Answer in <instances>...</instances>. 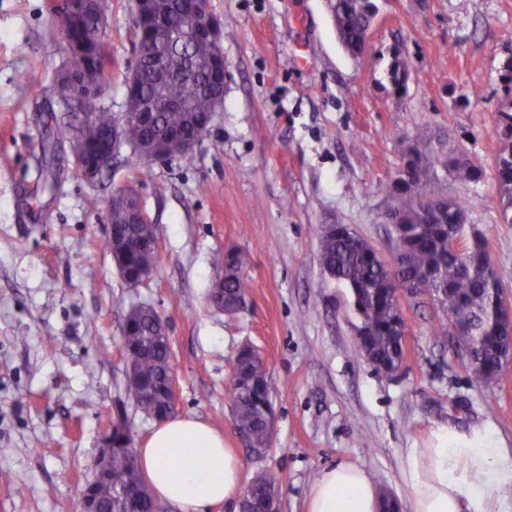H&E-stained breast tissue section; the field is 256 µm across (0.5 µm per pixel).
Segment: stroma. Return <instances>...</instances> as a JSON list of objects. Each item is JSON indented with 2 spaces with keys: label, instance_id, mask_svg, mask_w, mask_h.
<instances>
[{
  "label": "stroma",
  "instance_id": "1",
  "mask_svg": "<svg viewBox=\"0 0 512 512\" xmlns=\"http://www.w3.org/2000/svg\"><path fill=\"white\" fill-rule=\"evenodd\" d=\"M53 0H0V512H79L90 461L125 407L135 444L154 420L126 406L129 306L165 320L176 411L221 431L246 477L280 482L279 512H305L314 480L342 461L408 499L406 449L432 430L490 429L512 448V362L484 384L426 295L402 296L403 361L364 357L349 291L318 258V231L346 224L385 260L388 213L420 134L459 144L482 174L441 176L433 196L461 199L494 266L512 274V224L495 176L496 115L512 105V0H376L367 50L341 45L329 0H210L224 24V103L193 163L142 171L122 149L85 182L52 92L65 45ZM132 0H112L101 103L123 110L136 60ZM408 63L395 88L396 58ZM479 97H471V90ZM54 188H46L45 180ZM134 187L156 229L158 265L129 287L105 244L113 192ZM245 252L247 311L209 299L216 255ZM262 356L273 389L269 448L251 453L230 422L228 388L242 346Z\"/></svg>",
  "mask_w": 512,
  "mask_h": 512
}]
</instances>
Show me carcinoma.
<instances>
[{"label":"carcinoma","instance_id":"1","mask_svg":"<svg viewBox=\"0 0 512 512\" xmlns=\"http://www.w3.org/2000/svg\"><path fill=\"white\" fill-rule=\"evenodd\" d=\"M332 12L340 42L353 56L365 48L368 29L376 13L373 0H333ZM112 10V0H92L84 34L96 38L105 33V23ZM144 38L156 42L157 52L167 55L170 66L156 71L150 65L141 68L136 84L127 88L125 108L134 113L142 103L152 99L185 100L191 98L190 111L157 112L150 122L131 125L127 145L135 162L144 171L150 160L141 149L146 144H168L175 136L192 129L189 116L204 117L214 110L211 94L200 89L188 96L189 86L183 73L203 64L212 54L203 41L178 45L144 27ZM119 114L100 107L83 127L70 132L58 129L60 135H71L72 150L98 157L96 148L112 136ZM500 146L495 159L503 220L512 224V107L497 112ZM420 160L407 167L394 208L404 232L403 253L393 262H384L373 246L356 235H343L330 224L318 234L319 259L323 271L349 290L353 309L359 317V348L377 369L390 372L401 365L403 357L401 311L396 289L405 287L397 268L407 273H439L428 291L436 294L443 316L456 329L459 339L468 344V357L477 377L494 382L502 371V354L512 345V309L502 297L503 282L508 274L495 268L479 238L473 237L467 251L457 254L448 248V239L465 230L466 217L461 201L444 199L433 208L427 206V192L438 180L433 158L442 157V166L460 182H473L481 174L463 153L447 140L427 136L417 138ZM123 238V247L112 251V261L127 284L154 272L157 253L143 246V240L155 237L152 224H115ZM218 275L212 287L224 289V312L234 315L247 308L248 283L243 269L248 264L245 253L230 249L214 260ZM163 323L161 316L148 305L129 308L124 328V361L128 375L127 396L146 418L166 416L172 405L169 348L158 341ZM232 425L238 433L250 434L253 447L265 450L271 442L267 423L273 406L271 386L264 362L253 348L239 350L235 357L229 387ZM279 482L276 476L261 472L248 485L246 496L256 512H276ZM127 495L130 512H156L157 503L142 476L132 448L130 427L126 418L112 422V463L106 479L92 485L100 502L113 499L117 488Z\"/></svg>","mask_w":512,"mask_h":512}]
</instances>
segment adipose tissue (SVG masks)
Returning <instances> with one entry per match:
<instances>
[{
  "label": "adipose tissue",
  "instance_id": "ef3b65f1",
  "mask_svg": "<svg viewBox=\"0 0 512 512\" xmlns=\"http://www.w3.org/2000/svg\"><path fill=\"white\" fill-rule=\"evenodd\" d=\"M136 454L154 494L184 512H210L242 495L241 459L200 418L161 420ZM401 474L408 512H512V450L486 432L437 427L426 447L407 449ZM306 512H381V498L366 469L342 461L317 477Z\"/></svg>",
  "mask_w": 512,
  "mask_h": 512
}]
</instances>
